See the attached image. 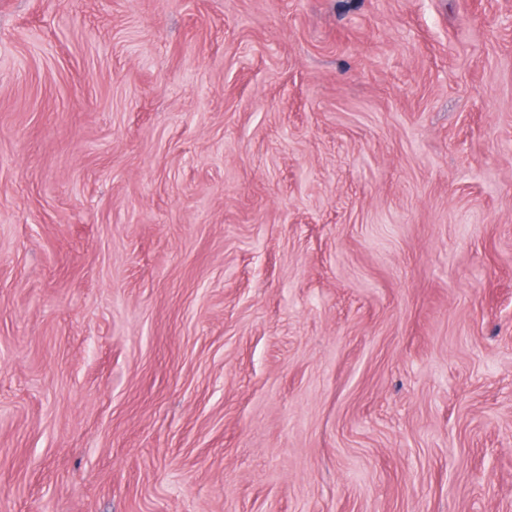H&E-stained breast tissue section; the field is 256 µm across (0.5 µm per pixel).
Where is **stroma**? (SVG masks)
Here are the masks:
<instances>
[{
    "mask_svg": "<svg viewBox=\"0 0 512 512\" xmlns=\"http://www.w3.org/2000/svg\"><path fill=\"white\" fill-rule=\"evenodd\" d=\"M0 512H512V0H0Z\"/></svg>",
    "mask_w": 512,
    "mask_h": 512,
    "instance_id": "stroma-1",
    "label": "stroma"
}]
</instances>
